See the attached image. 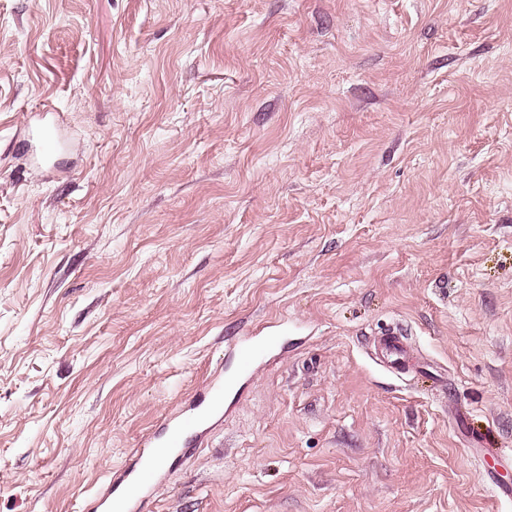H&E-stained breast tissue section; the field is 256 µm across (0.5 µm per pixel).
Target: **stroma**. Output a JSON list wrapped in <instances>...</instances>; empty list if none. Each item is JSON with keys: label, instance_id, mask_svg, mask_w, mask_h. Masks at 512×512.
Segmentation results:
<instances>
[{"label": "stroma", "instance_id": "obj_1", "mask_svg": "<svg viewBox=\"0 0 512 512\" xmlns=\"http://www.w3.org/2000/svg\"><path fill=\"white\" fill-rule=\"evenodd\" d=\"M259 330L150 512H512V0H0V512ZM383 336L381 352L386 363L395 369L405 367L409 362V350L403 341L404 331L394 329ZM277 336H242L237 344L240 373L248 375L254 364L265 357L276 342Z\"/></svg>", "mask_w": 512, "mask_h": 512}]
</instances>
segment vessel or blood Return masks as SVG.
I'll return each instance as SVG.
<instances>
[{"label": "vessel or blood", "instance_id": "b4317fda", "mask_svg": "<svg viewBox=\"0 0 512 512\" xmlns=\"http://www.w3.org/2000/svg\"><path fill=\"white\" fill-rule=\"evenodd\" d=\"M402 330L385 334L381 352L395 369L409 362ZM276 342L272 336H244L237 344L241 374H250ZM223 373H215L196 390L188 407L166 416L141 441L131 458L112 473L104 489L86 501L83 512H146L169 459L184 456L211 432L224 416Z\"/></svg>", "mask_w": 512, "mask_h": 512}]
</instances>
